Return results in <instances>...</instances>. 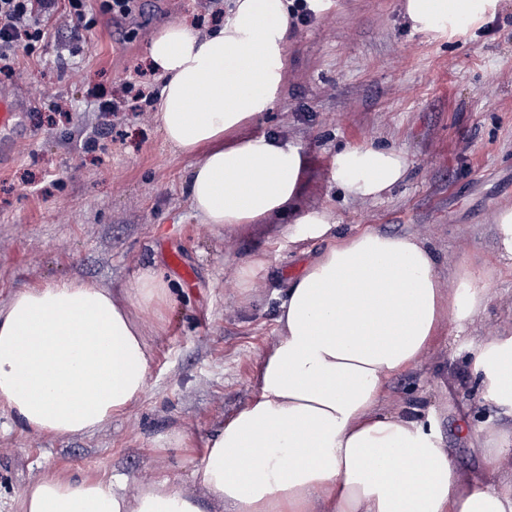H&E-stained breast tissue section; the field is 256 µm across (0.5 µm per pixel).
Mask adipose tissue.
I'll list each match as a JSON object with an SVG mask.
<instances>
[{"mask_svg":"<svg viewBox=\"0 0 512 512\" xmlns=\"http://www.w3.org/2000/svg\"><path fill=\"white\" fill-rule=\"evenodd\" d=\"M224 25L199 34L163 28L148 54L163 86L157 117L166 143L195 163L193 210L216 228L268 224L286 214L324 251L291 280L265 354L255 401L219 424L195 476L204 497L156 480L128 495L123 478H34L22 512H512L506 443L462 476L422 408L381 412L389 381L416 368L450 320L465 330L487 300L465 273L442 288L434 253L417 235L379 229L339 235L324 211L300 212L305 159L274 134L240 137L282 89L293 0H233ZM501 0H404L415 31L466 35L494 20ZM204 109L191 111L193 100ZM405 152L368 144L333 160L344 193L375 199L404 180ZM145 270L131 299L92 281L59 279L13 294L0 308V406L32 435L90 434L136 403L151 351L131 307L171 299ZM475 390L512 418V335L478 342Z\"/></svg>","mask_w":512,"mask_h":512,"instance_id":"adipose-tissue-1","label":"adipose tissue"}]
</instances>
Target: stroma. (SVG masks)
<instances>
[{
  "label": "stroma",
  "instance_id": "35a3bbf8",
  "mask_svg": "<svg viewBox=\"0 0 512 512\" xmlns=\"http://www.w3.org/2000/svg\"><path fill=\"white\" fill-rule=\"evenodd\" d=\"M403 0H322L314 21L291 29L279 102L245 127L301 147L306 159L298 205L331 211L341 233L373 227L413 233L438 259L444 287L467 265L488 279L489 300L464 334L444 324L418 367L391 379L381 409L420 404L461 474L482 452L458 434L468 411L495 416L476 392L471 344L512 335V262L497 259L495 215L512 207V0L476 36L415 32ZM195 0H140L120 20L94 12L78 58L49 42L24 56L0 90L72 109L50 127L27 113V143L0 161V307L19 289L62 277L97 282L116 294L145 269L169 280L174 302L135 310L151 349L148 388L103 429L66 438L22 432L0 407V512H21L22 488L42 474H121L129 493L157 479L200 491L213 427L254 401L261 359L279 336L285 290L326 247L290 219L216 229L192 210L186 182L195 163L167 145L155 113L123 115L124 139H100L110 115L88 91L115 92L161 29L192 23ZM86 80L75 83L72 61ZM497 100L484 105L486 96ZM100 139L101 151L83 150ZM377 144L406 151V179L376 200L344 197L331 177L338 148ZM178 255L190 270L170 267ZM263 262L254 287L237 270ZM191 435L181 447L179 435Z\"/></svg>",
  "mask_w": 512,
  "mask_h": 512
}]
</instances>
